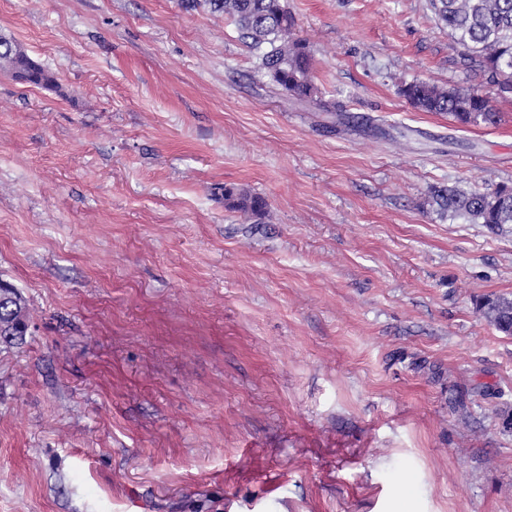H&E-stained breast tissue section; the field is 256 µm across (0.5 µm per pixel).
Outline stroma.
<instances>
[{"mask_svg":"<svg viewBox=\"0 0 512 512\" xmlns=\"http://www.w3.org/2000/svg\"><path fill=\"white\" fill-rule=\"evenodd\" d=\"M316 100L186 0H0V512H512V100L428 0H286ZM423 81L494 124L416 109ZM263 196L256 219L224 190ZM4 68L16 80L45 90H55L58 82L52 72L34 61L13 38L0 35V70ZM400 91L420 111L448 114L464 123L480 119L491 124L497 117L488 97L468 89L414 81L404 84ZM432 200L442 215L466 224H485L497 231L512 224V186L503 185L493 193L441 187L434 190ZM15 290L14 294L16 296L14 295V298L6 296L4 301L2 300L0 303V330H2V333H11L13 336H23L22 331L17 329V317L18 311H26V304L18 289L15 288ZM14 308H17V312L14 311ZM479 311L490 319L505 335H512V300L505 297H485L479 304Z\"/></svg>","mask_w":512,"mask_h":512,"instance_id":"35a3bbf8","label":"stroma"}]
</instances>
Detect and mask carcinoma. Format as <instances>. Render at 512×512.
<instances>
[{"mask_svg": "<svg viewBox=\"0 0 512 512\" xmlns=\"http://www.w3.org/2000/svg\"><path fill=\"white\" fill-rule=\"evenodd\" d=\"M204 2L213 13L232 18L241 38L260 51L261 69L283 92L300 99L316 97L318 89L310 77L311 57L303 40L294 36L295 20L284 0H191ZM437 22L447 28L448 37L459 47L463 65L479 72L498 93H512V0H429ZM12 77L45 90H55L52 72L34 61L13 38L0 35V69ZM401 94L423 112L448 114L468 123H493L497 112L489 98L459 87H439L410 82ZM433 202L441 214L466 224H484L501 231L512 224V186L503 185L493 193H480L457 186L434 190ZM224 201L254 216H261L266 201L257 195L224 188ZM26 309L20 292L0 302V330L15 335L12 346L25 343L17 329L18 312ZM479 311L506 335H512V300L486 297Z\"/></svg>", "mask_w": 512, "mask_h": 512, "instance_id": "carcinoma-1", "label": "carcinoma"}]
</instances>
